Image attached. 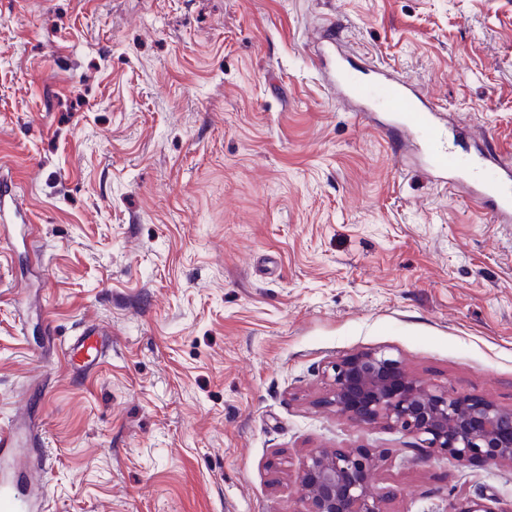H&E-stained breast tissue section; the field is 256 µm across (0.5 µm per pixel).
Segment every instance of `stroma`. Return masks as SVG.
Wrapping results in <instances>:
<instances>
[{"label":"stroma","instance_id":"stroma-1","mask_svg":"<svg viewBox=\"0 0 512 512\" xmlns=\"http://www.w3.org/2000/svg\"><path fill=\"white\" fill-rule=\"evenodd\" d=\"M331 23L512 163V0H0V180L35 226L0 239V428L41 432L44 512H300L309 453L357 446L386 512L512 502V462H424L322 403L383 351L512 407V223L339 98Z\"/></svg>","mask_w":512,"mask_h":512}]
</instances>
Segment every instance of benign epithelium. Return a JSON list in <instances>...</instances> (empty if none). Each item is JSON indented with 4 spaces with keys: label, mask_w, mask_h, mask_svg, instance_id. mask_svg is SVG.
<instances>
[{
    "label": "benign epithelium",
    "mask_w": 512,
    "mask_h": 512,
    "mask_svg": "<svg viewBox=\"0 0 512 512\" xmlns=\"http://www.w3.org/2000/svg\"><path fill=\"white\" fill-rule=\"evenodd\" d=\"M336 414L363 425H383L417 440L419 458L458 461L512 459V408L485 398L428 385L382 351L340 359L327 371ZM383 461L371 448H318L296 474L301 512H385L389 492L370 488ZM462 512H512L494 497L473 500Z\"/></svg>",
    "instance_id": "7a95c632"
}]
</instances>
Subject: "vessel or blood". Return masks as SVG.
<instances>
[{"label": "vessel or blood", "mask_w": 512, "mask_h": 512, "mask_svg": "<svg viewBox=\"0 0 512 512\" xmlns=\"http://www.w3.org/2000/svg\"><path fill=\"white\" fill-rule=\"evenodd\" d=\"M338 82L347 103L360 104L362 111L379 110L397 114L404 124L420 134V152L430 172L447 174L450 185L464 184L471 198L490 212L497 223L512 222V170L490 181L484 168L496 157L477 148L474 155L460 158L446 129L436 121L437 106L406 80L394 79L384 71L338 68ZM27 448L29 460L20 463L18 448ZM46 458L37 430H0V512H40L41 484L35 473L44 471Z\"/></svg>", "instance_id": "b4317fda"}]
</instances>
